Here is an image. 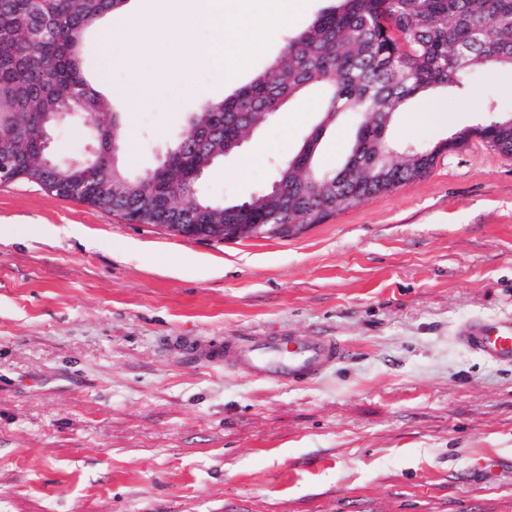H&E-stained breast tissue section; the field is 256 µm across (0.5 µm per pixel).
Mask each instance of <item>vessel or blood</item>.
<instances>
[{"instance_id":"vessel-or-blood-1","label":"vessel or blood","mask_w":512,"mask_h":512,"mask_svg":"<svg viewBox=\"0 0 512 512\" xmlns=\"http://www.w3.org/2000/svg\"><path fill=\"white\" fill-rule=\"evenodd\" d=\"M457 341L469 350L496 362L512 364V319L475 321L465 325ZM343 344L329 336H259L207 345L199 355L211 363H226L281 384L313 379L341 362Z\"/></svg>"}]
</instances>
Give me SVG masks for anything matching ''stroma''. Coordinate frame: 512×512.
<instances>
[{
  "instance_id": "35a3bbf8",
  "label": "stroma",
  "mask_w": 512,
  "mask_h": 512,
  "mask_svg": "<svg viewBox=\"0 0 512 512\" xmlns=\"http://www.w3.org/2000/svg\"><path fill=\"white\" fill-rule=\"evenodd\" d=\"M300 16L235 81L184 72L156 48L138 107L99 32L84 56L122 118L129 170L157 164L205 101L251 81ZM443 121L389 131L432 145L512 111V71L441 91ZM318 94L286 105L210 167L200 194L267 188L317 120ZM256 154L247 173L242 160ZM1 224L59 235L0 237V512H512V365L455 340L466 321L512 317V156L471 137L421 178L289 238L187 239L129 224L27 182L0 184ZM314 333L348 357L284 385L192 358L227 338ZM495 462L492 474L475 470Z\"/></svg>"
}]
</instances>
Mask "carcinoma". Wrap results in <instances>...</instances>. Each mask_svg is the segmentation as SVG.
I'll use <instances>...</instances> for the list:
<instances>
[{"label": "carcinoma", "instance_id": "cac0c4a2", "mask_svg": "<svg viewBox=\"0 0 512 512\" xmlns=\"http://www.w3.org/2000/svg\"><path fill=\"white\" fill-rule=\"evenodd\" d=\"M125 0H0V154L13 159L14 175L27 181L37 154V132L54 123L53 112L69 105L121 125L110 100L85 66L86 35ZM512 69V0H334L305 29L288 37L280 53L249 84L219 102H204L183 134L182 163L168 168L155 194L146 195L138 176L112 153L97 168L120 179L109 211L146 214L150 224H280L274 237H290V224H321L333 213L382 189L370 184L373 167L396 188L435 163L434 147L396 150L388 136L408 102L439 89L461 90L476 70ZM317 89L320 117L296 153L279 166L278 196L263 190L236 202L195 193L186 170L215 149L260 129L287 103ZM355 123L352 147L334 170L319 163L323 137L342 120ZM512 153V113L488 106L477 127L455 134L448 147L472 136ZM96 172L75 169L50 179L52 194L65 199Z\"/></svg>", "mask_w": 512, "mask_h": 512}]
</instances>
